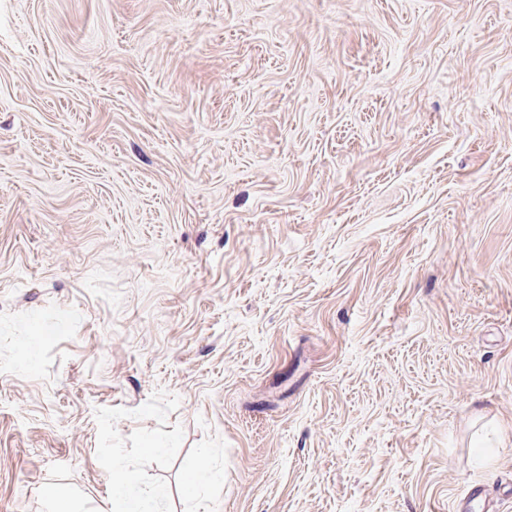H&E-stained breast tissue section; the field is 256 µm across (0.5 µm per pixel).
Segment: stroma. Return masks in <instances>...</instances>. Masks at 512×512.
Wrapping results in <instances>:
<instances>
[{
    "label": "stroma",
    "mask_w": 512,
    "mask_h": 512,
    "mask_svg": "<svg viewBox=\"0 0 512 512\" xmlns=\"http://www.w3.org/2000/svg\"><path fill=\"white\" fill-rule=\"evenodd\" d=\"M130 474L512 512V0H0V512Z\"/></svg>",
    "instance_id": "obj_1"
}]
</instances>
